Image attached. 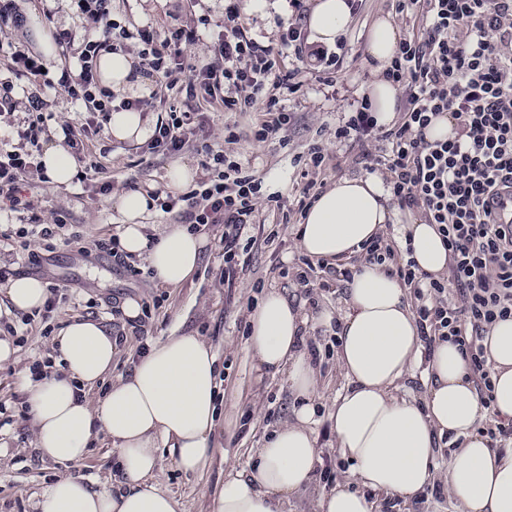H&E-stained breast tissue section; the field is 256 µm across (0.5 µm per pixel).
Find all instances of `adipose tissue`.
<instances>
[{"instance_id": "adipose-tissue-1", "label": "adipose tissue", "mask_w": 512, "mask_h": 512, "mask_svg": "<svg viewBox=\"0 0 512 512\" xmlns=\"http://www.w3.org/2000/svg\"><path fill=\"white\" fill-rule=\"evenodd\" d=\"M351 22L347 0H316L308 16L315 39L331 45ZM399 34L393 22L378 17L366 52L374 80L367 89L378 125L395 119L398 85L383 73L393 59ZM102 86L117 93L134 91L139 77L131 58L106 52L98 59ZM380 177H343L320 193L295 235L310 257L332 263L355 256L360 245L384 225L398 224L410 236L420 271L439 274L448 251L436 225L404 222L389 206ZM115 204L125 222L120 247L146 254L158 286L175 288L198 269L207 242L180 224L166 225L149 243L141 222L155 202L139 191L119 194ZM13 309L40 310L47 291L35 276L12 278L5 289ZM337 360L346 379L330 413L341 458L350 463L354 488L323 495L317 512H375L368 492L413 500L436 468L438 439L450 444L444 485L460 512H512V448H493L479 433L487 412L512 419V317L496 321L482 344L493 382L483 401L458 348L449 342L423 356L407 289L375 263H361L347 290ZM300 308L278 291H269L249 315L245 341L259 370L286 373L296 403L293 422L268 434L253 459L250 474L229 469L213 497L212 512H282L306 484L317 459V369L304 346ZM60 371L26 376L22 386L42 456L60 463L84 459L98 433L119 453L120 489L63 477L37 495L38 512H177L175 498L158 480L160 449L172 452L184 473L202 472L212 453L218 425L217 356L201 337L171 336L150 345L131 374L108 386L97 400L88 394L112 371L118 342L99 321L77 318L59 334ZM429 381L423 399L402 398L399 382L416 368Z\"/></svg>"}]
</instances>
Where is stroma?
<instances>
[{
  "mask_svg": "<svg viewBox=\"0 0 512 512\" xmlns=\"http://www.w3.org/2000/svg\"><path fill=\"white\" fill-rule=\"evenodd\" d=\"M109 17L128 39L121 49L138 54L141 45L132 39L137 28L149 26L164 31L182 26L195 33L185 49V64L199 68L218 57L215 43L224 21V0H108ZM0 10L11 20L0 22V97L12 98V113L0 112V147L18 144V133L28 117V99L39 94L45 102L46 132L41 149L57 145L64 124H88L87 147L101 164L99 173L74 177L66 186L53 187L42 174L30 171L22 183L23 194L32 198L36 211L0 208V338L11 339L17 349L16 361L0 367V406L7 422L0 426V512H34L42 487L69 475L70 467L43 458L35 445L29 425L26 396L17 384L19 374L35 362L58 360L56 338L74 318L102 321L118 337V355L113 375L127 373L133 361L151 342L170 335L194 333L213 347L220 365V412L224 421L214 444L212 461L201 473L181 472L171 455H162V482L179 502V512H212L214 490L224 481L228 466L249 468L251 453L280 423L291 418L294 401L288 391L286 374L257 376L243 347L247 317L263 292L277 290L293 301L307 316L304 336L318 351L320 371L319 422L314 427L317 460L303 497L290 501L285 512H312L313 501L333 489L347 466L336 450L329 414L346 380L336 363V339L332 328L318 325L320 315L340 319L347 309V281L342 272L354 269L355 261L344 265L312 260L303 264L293 227L300 214L282 223L279 214L265 210L264 231L248 255V265L234 287L224 285V227L203 228L208 241L198 271L181 287L156 288L144 257L117 259L95 250L94 244L116 235L122 217L112 202L114 193L130 190L164 189L170 169L177 164L193 168L204 177L206 156L202 145L240 158L259 178L267 192L292 198L305 184L303 166L297 158L314 144L326 154L324 166L314 173L316 192L345 176H362L367 162L351 143H337L334 131L346 112L354 110L365 95L374 74L366 62L365 45L373 20L393 17L400 36L412 33V25L398 19L395 0H358L349 28L331 51L341 57L337 73H328L324 63L311 56L284 54L283 70H297L298 89L284 93V104L293 120L285 131V143H259L253 138L255 113H225L221 103L204 102L187 90L186 77H179L172 90L157 91L154 78L142 73L141 109L148 125L168 121L171 113L188 112L193 132L176 154L153 147L121 142L112 138L108 123L92 100L74 99L60 89L62 68L78 69V55L85 41L98 38L100 21L82 11L80 0H0ZM286 0H244L240 22L252 35L278 41L288 26ZM50 38L49 47L33 42V30ZM111 184L101 192V184ZM63 218L64 233L47 241L40 227ZM39 262H32V255ZM306 273L309 283L297 276ZM22 275L43 280L53 303L49 315L24 317L15 311L3 314L7 303L4 286L8 279ZM138 298L142 315L127 325L122 305ZM118 450L106 438L99 439L81 460L82 478L97 484L111 482L117 467Z\"/></svg>",
  "mask_w": 512,
  "mask_h": 512,
  "instance_id": "stroma-1",
  "label": "stroma"
}]
</instances>
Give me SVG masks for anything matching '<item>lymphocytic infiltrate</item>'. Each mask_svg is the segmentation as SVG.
Returning a JSON list of instances; mask_svg holds the SVG:
<instances>
[{"mask_svg":"<svg viewBox=\"0 0 512 512\" xmlns=\"http://www.w3.org/2000/svg\"><path fill=\"white\" fill-rule=\"evenodd\" d=\"M289 5L292 17L280 47L254 38L240 22L236 0H230L217 43L220 65L186 71L184 48L194 35L181 27L161 34L139 29L142 63L161 86L172 87L184 73L202 98L222 97L225 111L259 110L255 140L275 139L291 121L276 92L297 89L295 71L281 73L277 59L281 48L298 54L303 44L301 0ZM396 11L423 24L421 35L399 41L384 73L404 89L407 106L386 128L378 125L370 103L361 101L345 113L334 135L361 147L381 143L371 170L384 171L400 208L437 225L448 251V275L419 271L380 234L363 242L360 253L367 262L387 266L419 299L417 324L425 347L458 345L485 392L492 385L481 341L496 320L512 317V224L493 216L495 199L512 191V0H396ZM111 36L110 26H103L99 39L81 52L79 74H62L59 85L70 97L92 96L93 67ZM442 115L454 121L455 137L429 140L427 128ZM43 127V115H33L18 134L20 146L0 150V205L31 208L20 183L36 166L31 149ZM213 161L223 171L189 193L185 218L196 229L223 225L224 283L231 287L246 267L242 237L255 228L261 205H272L274 198L230 155L214 154Z\"/></svg>","mask_w":512,"mask_h":512,"instance_id":"1","label":"lymphocytic infiltrate"}]
</instances>
